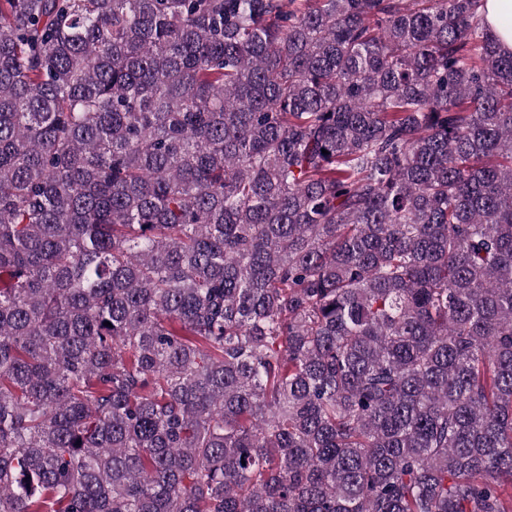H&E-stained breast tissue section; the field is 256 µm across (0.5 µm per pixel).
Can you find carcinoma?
<instances>
[{
    "label": "carcinoma",
    "mask_w": 512,
    "mask_h": 512,
    "mask_svg": "<svg viewBox=\"0 0 512 512\" xmlns=\"http://www.w3.org/2000/svg\"><path fill=\"white\" fill-rule=\"evenodd\" d=\"M484 12L0 0V512H512Z\"/></svg>",
    "instance_id": "carcinoma-1"
}]
</instances>
